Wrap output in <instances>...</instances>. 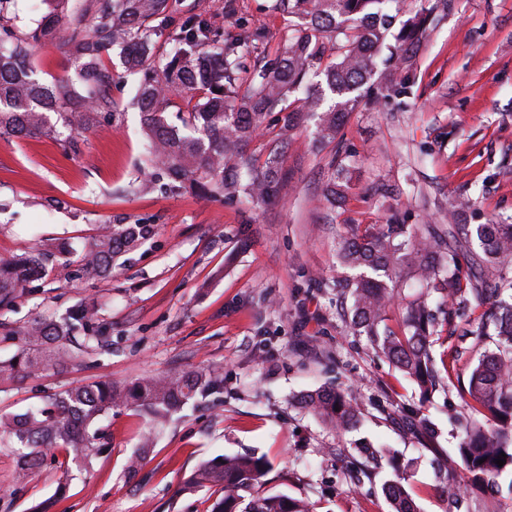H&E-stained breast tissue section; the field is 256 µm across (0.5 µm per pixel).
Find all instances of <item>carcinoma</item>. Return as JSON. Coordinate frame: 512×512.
Listing matches in <instances>:
<instances>
[{"label":"carcinoma","instance_id":"obj_1","mask_svg":"<svg viewBox=\"0 0 512 512\" xmlns=\"http://www.w3.org/2000/svg\"><path fill=\"white\" fill-rule=\"evenodd\" d=\"M43 23L17 35L0 0V138L51 136L71 146L75 135L94 127L114 111L107 62L120 48L122 64L140 75L132 105L140 113L148 152L144 169L148 188L167 179L170 189L199 196L243 193L251 199H276L288 183L280 149L288 132L311 112L318 119L317 139L336 142L348 112L359 102L360 88L376 73L377 59L393 38L407 62L422 36L427 14L409 0H274L273 8L288 15L284 47L275 57L252 66L241 60L240 48L258 39L248 27L223 40L210 21L189 15L175 22L168 0H48ZM408 18L398 31L400 16ZM168 31L171 45L165 58L153 54V39ZM51 43L63 50L76 75L45 83L37 77L35 49ZM305 92L300 106L290 96ZM194 101L176 113L167 109L172 92ZM59 123L50 121V113ZM279 115L270 131L266 159L251 163L246 147L266 120ZM340 241L342 263L359 271L345 282L342 294L351 299V325L368 338L427 402L439 381L452 382L468 373L464 437L439 460L438 469L451 475L463 470L468 481L490 483L497 495L512 497V224H423L417 232L405 224L348 225ZM154 234L151 224H110L94 236L84 254L85 271L105 276L120 257L139 248ZM477 243L482 255L463 263L467 248ZM67 253L65 244L51 242L41 251L0 259V307L10 304L46 263ZM408 264L425 282L426 291L404 298L397 328L386 324L394 297L386 278ZM470 312L462 335L441 336L456 310ZM95 318L92 306L75 305L62 320L35 319L24 330V344L0 360V382L13 381L50 366L76 359L82 350H103L106 336L90 334L72 347L73 331ZM224 385L223 372L172 371L117 385L110 381L71 386L42 408L0 415V439L19 445L17 479L25 480L49 452L94 451L93 425L114 407H135L150 427L165 424L197 395ZM298 404L339 431L359 420V404L335 388L300 397ZM152 435L126 468L145 463ZM506 457H501V454ZM503 459L504 465L496 464ZM270 462L245 452L201 460L188 483L216 487L221 498L212 512H312L309 502L279 493H261ZM391 512H417L412 495L396 480L383 485Z\"/></svg>","mask_w":512,"mask_h":512}]
</instances>
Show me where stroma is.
Wrapping results in <instances>:
<instances>
[{"label":"stroma","instance_id":"1","mask_svg":"<svg viewBox=\"0 0 512 512\" xmlns=\"http://www.w3.org/2000/svg\"><path fill=\"white\" fill-rule=\"evenodd\" d=\"M175 18L204 14L222 36L259 29L245 62L274 54L287 31L273 0H171ZM119 121L81 132L76 148L53 138H0V259L57 239L72 252L50 261L11 305L0 307V357L37 317L94 305L108 351L0 384V413L25 412L70 386L117 384L174 369L221 368L224 385L187 404L156 432L142 469L126 470L146 416L115 408L95 425L98 451L46 456L25 482L0 444V512H211L217 489L188 487L198 461L251 451L272 469L264 489L304 498L317 512H389L382 485L400 478L421 512H447L434 462L455 448L464 400L456 386L420 404L416 385L377 356L344 319L336 283L349 275L337 242L350 224H444L460 198L476 223L512 224V0H448L400 77L403 94L360 103L341 131L351 153L346 197L329 205V150L316 125L292 130L281 165L290 185L270 203L188 192L135 194L145 151L130 101L137 75L109 65ZM151 224L154 236L110 275L88 277L82 255L107 224ZM327 387L351 391L359 422L337 433L299 407ZM437 432L424 449L411 412ZM387 445L400 471L374 467L364 447Z\"/></svg>","mask_w":512,"mask_h":512}]
</instances>
